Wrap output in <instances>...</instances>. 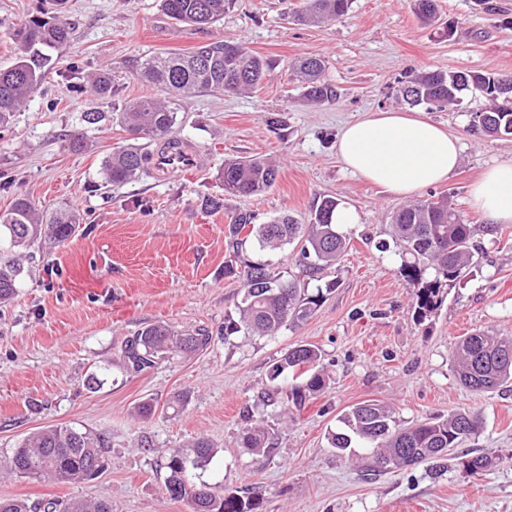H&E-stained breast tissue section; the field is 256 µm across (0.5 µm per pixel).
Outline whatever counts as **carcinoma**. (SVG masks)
<instances>
[{
	"label": "carcinoma",
	"instance_id": "obj_1",
	"mask_svg": "<svg viewBox=\"0 0 512 512\" xmlns=\"http://www.w3.org/2000/svg\"><path fill=\"white\" fill-rule=\"evenodd\" d=\"M235 0H160L162 11L171 19L199 29L224 20ZM349 0H306L297 19L317 25L347 12ZM414 12L424 25L437 20L436 0H414ZM71 24L61 13L32 19L20 32L24 49L13 64L0 70V129L12 124L42 84L50 58L44 47L70 41ZM296 70L304 97L315 103L337 98V90L322 79L324 64L316 57L297 62ZM269 65L243 46L223 40L195 51L147 55L139 62L138 76L160 88L166 97L141 98L130 102L123 122L134 139L154 141L178 139L181 101L204 91L243 94L253 91L269 76ZM99 99L112 97V78L106 71L90 80ZM480 91L488 100L485 111L493 116L500 136L512 135V107L499 104L512 97V76L493 71H429L416 74L401 89L405 103L417 106L436 103L441 107L458 104L467 91ZM149 152L134 144L112 150L102 162V183L114 185L149 174ZM276 169L260 158L224 163L218 177L226 196H257L270 188ZM340 205L333 196L313 206L307 220L285 217L273 224H255L249 212L229 216L225 246L231 260L224 274L237 275L244 282L235 305L236 317L224 323V342L237 334L273 338L281 330L296 327L314 314L333 292L336 282L322 283L324 274L337 269L348 254L350 240L332 216ZM83 221L75 209L42 213L25 196H17L11 207L0 212V241L8 244L0 253V304L10 303L23 275L19 254L34 241L55 246L65 243ZM495 224H466L454 202L447 196L425 199L400 208L394 215L392 241L399 256V275L412 288L417 315L421 318L438 309L443 290L461 280L481 251L478 239L496 232ZM293 246L291 260L297 273L288 274L268 261H253L256 250L276 252ZM205 331H179L163 323L149 324L128 337L121 351L126 370L139 373L177 354H192L211 344ZM453 372L458 383L471 391L488 392L512 381V336L475 331L462 337L455 355ZM267 401L297 413L326 388L323 356L309 343L299 344L271 364ZM344 430L328 437L336 455L356 444L368 449L365 469L385 472L422 462L435 463L448 456L451 448L477 438L482 420L465 410L401 425L394 412L381 404L365 401L342 418ZM268 432L250 426L244 433L247 447L265 450ZM112 448L110 437L75 425L42 428L27 435L5 462L10 473L47 478L60 484H80L97 476L94 464L105 465ZM216 449L208 440L197 438L164 455V486L169 497L186 502L191 512H256L260 502L239 491L217 492L196 471L209 465ZM461 465L472 474L494 467L493 456L471 452ZM43 512H112L102 500L73 498L64 505L45 504Z\"/></svg>",
	"mask_w": 512,
	"mask_h": 512
}]
</instances>
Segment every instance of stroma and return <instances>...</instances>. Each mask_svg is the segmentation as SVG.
Segmentation results:
<instances>
[{"label": "stroma", "mask_w": 512, "mask_h": 512, "mask_svg": "<svg viewBox=\"0 0 512 512\" xmlns=\"http://www.w3.org/2000/svg\"><path fill=\"white\" fill-rule=\"evenodd\" d=\"M301 0H237L208 30L174 23L159 0H66L71 41L50 50L42 85L12 126L0 131V211L17 195L42 210L77 209L83 223L61 246L35 243L25 252L14 300L0 307V458L38 429L75 424L112 438L106 469L81 484L0 473V499L37 505L51 499H103L112 512H190L171 500L160 467L165 449L196 437L217 450L201 478L221 488L261 492L259 512H512V387L473 392L456 380L451 360L460 336L493 329L512 334V224L483 237L480 265L445 289L440 308L418 319L398 273L390 241L396 197L344 169L336 154L343 125L377 112L406 110L399 87L408 73L486 71L512 75V0H437L440 22L424 26L412 0H353L322 25L293 19ZM52 0H0V68L21 44L16 34ZM225 40L265 59L269 79L246 95L201 92L178 114L183 139L211 157L203 172L158 182L145 176L103 185L100 167L125 145L119 114L127 102L161 91L136 76L144 55L187 53ZM316 55L338 89L336 100L307 102L294 76L300 57ZM112 74V96L98 100L89 77ZM487 101L479 91L455 107L418 105L462 144L457 172L431 187L454 200L465 223L483 218L467 189L485 168L512 157V136L485 137L474 123ZM105 112L95 125L83 112ZM278 113L283 129L268 126ZM82 133L74 149L68 136ZM258 157L275 165V184L258 196L228 197L217 173L225 161ZM333 196L360 221L347 227L349 252L328 272L336 287L317 312L275 338L236 337L225 344L224 319L235 311L243 283L225 276L227 213L248 211L255 223L307 216ZM209 196L224 200L204 209ZM203 328L212 342L131 373L123 342L146 324ZM323 352L327 388L290 414L260 399L275 358L300 343ZM101 385L88 386L90 376ZM375 400L406 424L464 409L483 430L460 450L489 452L488 475L468 474L455 458L371 477L358 462L339 459L327 442L353 405ZM152 402L149 419L138 406ZM261 424L271 449L242 440Z\"/></svg>", "instance_id": "obj_1"}]
</instances>
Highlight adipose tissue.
Wrapping results in <instances>:
<instances>
[{
	"mask_svg": "<svg viewBox=\"0 0 512 512\" xmlns=\"http://www.w3.org/2000/svg\"><path fill=\"white\" fill-rule=\"evenodd\" d=\"M461 151L457 136L409 112L378 113L346 125L336 138V152L348 170L402 198L446 181ZM468 197L489 223L511 224L512 158L489 166Z\"/></svg>",
	"mask_w": 512,
	"mask_h": 512,
	"instance_id": "ef3b65f1",
	"label": "adipose tissue"
}]
</instances>
